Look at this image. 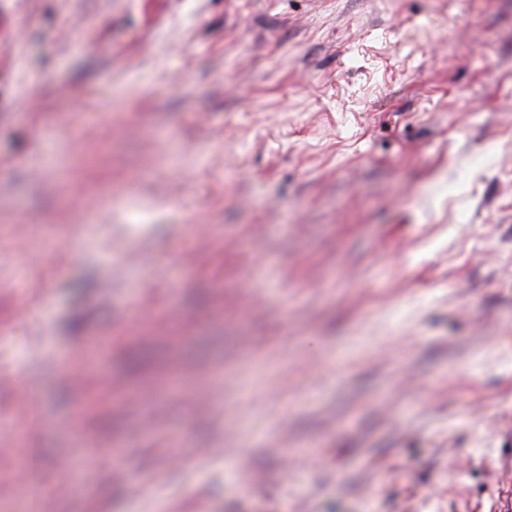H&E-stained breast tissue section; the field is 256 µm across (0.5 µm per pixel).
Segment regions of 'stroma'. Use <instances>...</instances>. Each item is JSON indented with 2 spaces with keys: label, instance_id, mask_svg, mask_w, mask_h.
<instances>
[{
  "label": "stroma",
  "instance_id": "1",
  "mask_svg": "<svg viewBox=\"0 0 512 512\" xmlns=\"http://www.w3.org/2000/svg\"><path fill=\"white\" fill-rule=\"evenodd\" d=\"M0 442V512H512V0H0Z\"/></svg>",
  "mask_w": 512,
  "mask_h": 512
}]
</instances>
